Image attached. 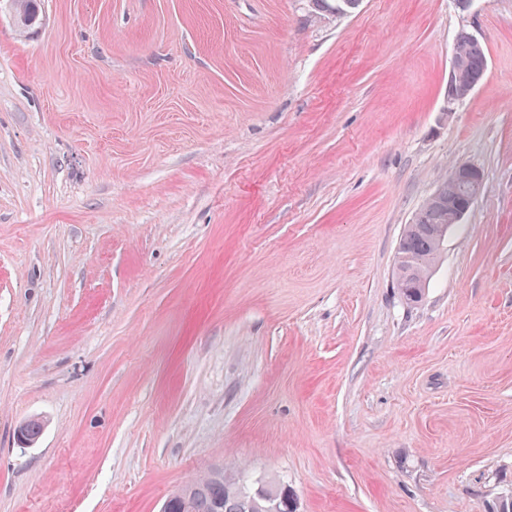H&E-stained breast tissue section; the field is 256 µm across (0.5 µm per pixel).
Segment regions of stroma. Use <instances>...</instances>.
I'll return each mask as SVG.
<instances>
[{"label":"stroma","mask_w":512,"mask_h":512,"mask_svg":"<svg viewBox=\"0 0 512 512\" xmlns=\"http://www.w3.org/2000/svg\"><path fill=\"white\" fill-rule=\"evenodd\" d=\"M216 466L298 512L512 497V0H42L25 34L0 0V512H160ZM456 39L458 40L464 55V71L466 79L475 89L483 80L487 69V57L485 48L481 41L479 44H475L471 39V33L465 29H462L460 32H458ZM460 47L458 43L454 41L452 65L448 80L459 86L461 92L457 99L463 100L467 94L472 93V89L465 91L464 71L462 66V55ZM449 81L448 98H453L458 94V86L450 83ZM444 175L437 188L442 185L448 192V209H439L432 205L430 198L425 201L415 214L414 224H406L400 240L397 257L396 288L408 301L419 302L428 287L430 276L438 261L441 250L436 231L441 224L451 226L458 223L467 211L458 200L460 186H465L470 199L476 200L483 185V174L474 165L467 162L458 163L452 176Z\"/></svg>","instance_id":"35a3bbf8"}]
</instances>
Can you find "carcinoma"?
Returning <instances> with one entry per match:
<instances>
[{
	"mask_svg": "<svg viewBox=\"0 0 512 512\" xmlns=\"http://www.w3.org/2000/svg\"><path fill=\"white\" fill-rule=\"evenodd\" d=\"M22 26L30 27L39 16L38 0H14ZM360 0H313L317 10L333 15H346L356 9ZM456 39L464 55L465 76L476 87L483 80L487 57L483 44H476L465 29ZM448 223V210L425 201L415 214L414 223L404 227L397 262L396 288L408 301H420L441 250L436 231ZM171 512H293V493L283 484H263L257 488L229 477L224 469L215 468L173 492Z\"/></svg>",
	"mask_w": 512,
	"mask_h": 512,
	"instance_id": "1",
	"label": "carcinoma"
}]
</instances>
